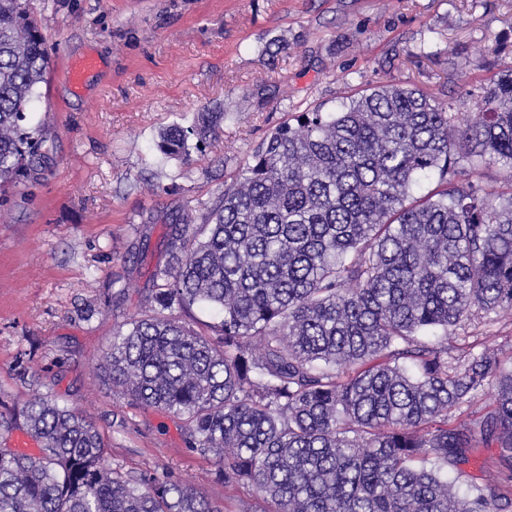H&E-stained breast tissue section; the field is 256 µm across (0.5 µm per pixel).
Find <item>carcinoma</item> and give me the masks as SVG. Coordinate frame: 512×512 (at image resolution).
<instances>
[{"instance_id": "1", "label": "carcinoma", "mask_w": 512, "mask_h": 512, "mask_svg": "<svg viewBox=\"0 0 512 512\" xmlns=\"http://www.w3.org/2000/svg\"><path fill=\"white\" fill-rule=\"evenodd\" d=\"M46 40L22 0H0V190L45 146L28 113ZM460 106L382 84L335 112L285 120L209 206L171 234L153 305L112 332L109 380L182 420L215 481L248 486L271 512H507L512 361L485 350L448 372L423 340L474 314H512V75ZM206 108L160 133L188 157L216 139ZM216 319L197 330L180 314ZM473 425L451 412L485 388ZM37 445L27 453L9 434ZM482 444L499 455L461 469ZM455 475L448 476V471ZM0 512H222L174 472L125 471L100 430L51 394L0 414Z\"/></svg>"}]
</instances>
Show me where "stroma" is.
<instances>
[{"mask_svg": "<svg viewBox=\"0 0 512 512\" xmlns=\"http://www.w3.org/2000/svg\"><path fill=\"white\" fill-rule=\"evenodd\" d=\"M46 39L47 82L30 114L48 150L6 193L0 223V413L32 392L83 411L113 463L175 470L224 512H267L249 487H224L187 449L172 415L146 409L106 380L114 329L149 308L151 274L188 201L215 200L287 114L333 112L381 82L465 98L486 57L512 70V0H27ZM281 45L269 56V44ZM100 67L80 92L68 60ZM224 110L203 151L158 147L174 123ZM448 364L485 349L512 357V316L478 314L448 334ZM39 374L20 382L18 363Z\"/></svg>", "mask_w": 512, "mask_h": 512, "instance_id": "1", "label": "stroma"}]
</instances>
